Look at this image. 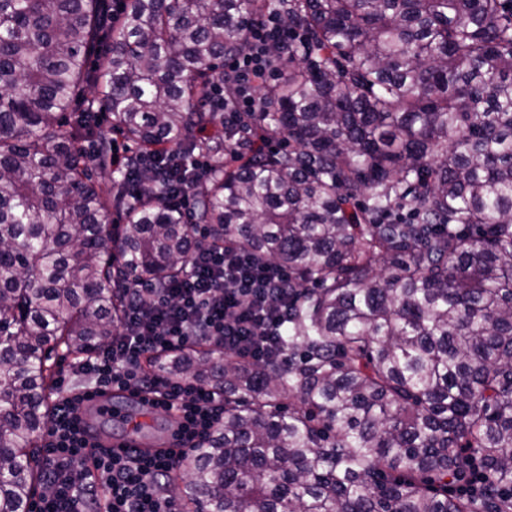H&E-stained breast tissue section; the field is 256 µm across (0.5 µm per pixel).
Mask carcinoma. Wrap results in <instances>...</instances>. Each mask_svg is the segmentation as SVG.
Returning <instances> with one entry per match:
<instances>
[{
	"instance_id": "obj_1",
	"label": "carcinoma",
	"mask_w": 512,
	"mask_h": 512,
	"mask_svg": "<svg viewBox=\"0 0 512 512\" xmlns=\"http://www.w3.org/2000/svg\"><path fill=\"white\" fill-rule=\"evenodd\" d=\"M276 9L287 74L228 122L224 58ZM196 224L293 297L265 361L165 364L224 389L195 512H512V0H0V512L45 489L58 351L181 278Z\"/></svg>"
}]
</instances>
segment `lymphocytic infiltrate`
I'll use <instances>...</instances> for the list:
<instances>
[{
  "mask_svg": "<svg viewBox=\"0 0 512 512\" xmlns=\"http://www.w3.org/2000/svg\"><path fill=\"white\" fill-rule=\"evenodd\" d=\"M245 37L248 50L225 60L239 77L238 112L258 106L254 87L270 74L265 49L287 45L297 34L279 13L270 12L255 20ZM289 286L287 271L255 263L246 249L198 244L179 280L163 288L132 282L120 331L70 368L85 384H59L44 438L47 490L34 512H178L172 474L223 422L224 393L153 364L159 356L180 357L197 345L232 353L244 363L262 361L287 311ZM128 390L177 413L176 448L155 455L136 448L121 455L90 448L77 425L80 403L93 392Z\"/></svg>",
  "mask_w": 512,
  "mask_h": 512,
  "instance_id": "lymphocytic-infiltrate-1",
  "label": "lymphocytic infiltrate"
}]
</instances>
